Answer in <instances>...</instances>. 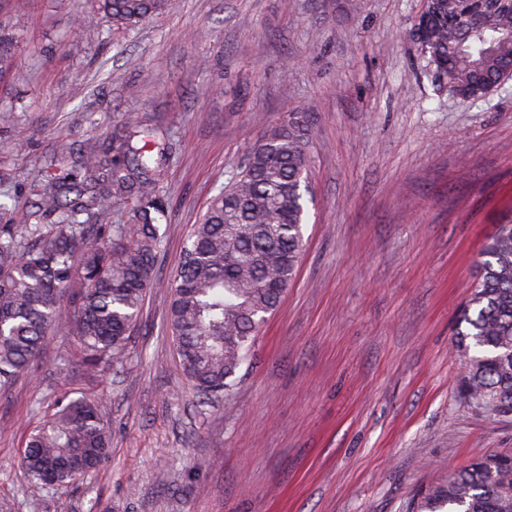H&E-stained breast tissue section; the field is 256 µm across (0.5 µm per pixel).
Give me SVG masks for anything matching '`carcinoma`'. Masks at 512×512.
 I'll list each match as a JSON object with an SVG mask.
<instances>
[{
  "label": "carcinoma",
  "instance_id": "carcinoma-1",
  "mask_svg": "<svg viewBox=\"0 0 512 512\" xmlns=\"http://www.w3.org/2000/svg\"><path fill=\"white\" fill-rule=\"evenodd\" d=\"M117 26H133L174 0H97ZM427 71L455 95L477 98L512 75V0H433L420 39ZM0 33V78L15 64ZM310 115L288 113L246 155L195 225L172 289L168 326L185 375L204 399L228 395L256 336L294 280L303 249ZM168 132L130 116L122 132L71 159L45 163L22 224H0V393L26 372L73 292L67 319L83 365L127 359L131 328L152 286L166 211ZM116 202L131 222L106 224ZM480 274L452 341L463 359L461 394L494 419L512 417V223L483 246ZM100 399L63 394L32 430L21 460L42 486H62L110 455ZM416 512H512V455L491 451L448 473Z\"/></svg>",
  "mask_w": 512,
  "mask_h": 512
}]
</instances>
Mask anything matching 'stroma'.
Masks as SVG:
<instances>
[{
	"mask_svg": "<svg viewBox=\"0 0 512 512\" xmlns=\"http://www.w3.org/2000/svg\"><path fill=\"white\" fill-rule=\"evenodd\" d=\"M424 0H176L132 29L93 0H0V192L22 223L47 157L167 128L163 250L124 367L88 373L66 323L0 394V512H413L512 420L459 391L452 332L476 261L512 220V78L437 90L413 37ZM311 116L296 277L229 396L199 398L166 327L193 228L249 148ZM103 397L109 459L45 488L25 437L62 393Z\"/></svg>",
	"mask_w": 512,
	"mask_h": 512,
	"instance_id": "obj_1",
	"label": "stroma"
}]
</instances>
